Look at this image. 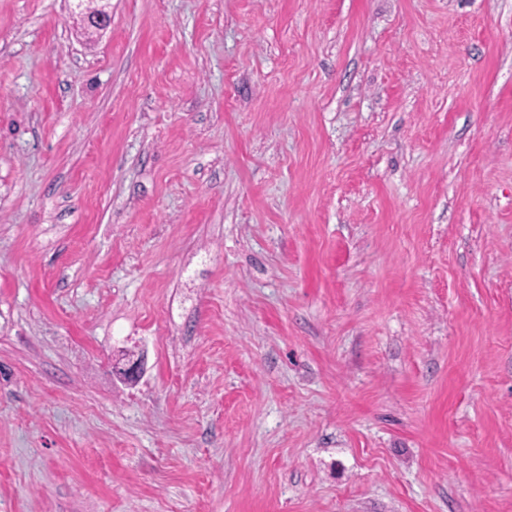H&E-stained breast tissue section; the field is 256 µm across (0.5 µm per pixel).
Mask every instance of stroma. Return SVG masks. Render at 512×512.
<instances>
[{
  "mask_svg": "<svg viewBox=\"0 0 512 512\" xmlns=\"http://www.w3.org/2000/svg\"><path fill=\"white\" fill-rule=\"evenodd\" d=\"M0 512H512V0H0Z\"/></svg>",
  "mask_w": 512,
  "mask_h": 512,
  "instance_id": "1",
  "label": "stroma"
}]
</instances>
